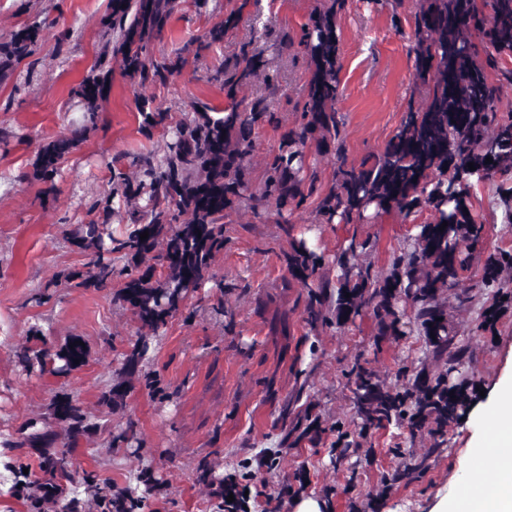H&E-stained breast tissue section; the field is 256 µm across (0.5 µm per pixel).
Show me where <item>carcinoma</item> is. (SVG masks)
Listing matches in <instances>:
<instances>
[{
	"instance_id": "1",
	"label": "carcinoma",
	"mask_w": 512,
	"mask_h": 512,
	"mask_svg": "<svg viewBox=\"0 0 512 512\" xmlns=\"http://www.w3.org/2000/svg\"><path fill=\"white\" fill-rule=\"evenodd\" d=\"M346 2L318 0L299 40L286 34L280 39L281 51L288 53L296 46L307 59V95L297 123L282 132L277 151L267 159L260 185L249 179L248 161L256 131L274 115L271 61L256 45L267 36L266 28L253 25L252 38L210 75L224 92L223 109L197 99L191 102L189 115L175 122L153 99L135 96L140 132L148 138L160 132L164 146L129 154L132 173H112L109 189L91 205L100 222L84 224L68 238L90 256L86 269L62 274L60 280L69 288L103 289L121 279L114 299L155 335L180 311L188 294L202 287L217 256L224 253V218L249 210L257 215L272 212L279 223H287L284 213L300 208L316 192L318 176L307 165V152L332 155L333 183L320 197L317 223L363 224L394 211L407 217L427 210L430 218L416 225L417 233L393 255L384 273L373 274L371 264L360 261L367 255L366 239L354 237L336 254L333 278L320 273L322 256L305 241L292 240L289 279L311 289L306 322L313 328H344L368 314L375 326V349L391 337L415 332L422 340L424 359L398 360L393 385L381 382L368 363L355 360L346 371L355 429L339 421L325 425L310 413L290 420L285 411V438L296 444L334 433L335 447L357 448V439L393 426L411 440L428 437L434 453L447 444L448 428L470 408L476 387L472 356L449 299L459 307L483 299L476 325L481 332H493L501 316L512 309V290L501 283L503 273L512 270V252L489 254L480 283L459 287L471 266L473 248L486 233L472 214V185L500 180L499 205L505 221L512 223V114L504 117L497 109L501 87L512 84V68L499 63L502 56L512 55V0H491L488 16L476 0H416L408 55L419 101L409 104L383 149L358 165L346 155L343 118L337 108L342 70L338 17ZM179 6L180 0H111L101 22L102 44L95 65L70 91L82 112V126L69 137L41 144L32 170L23 178L41 182L46 193L56 189L66 155L95 127L112 84V64L140 88L166 82L180 74L189 59L198 60L224 43V36L240 21L232 11L204 36L158 62L152 59L151 46L163 39ZM44 25L35 21L0 41L1 83L30 81V74L17 71V66L26 59L29 67L35 66L32 57ZM474 31L482 34L483 56L472 43ZM261 77L265 89L246 94ZM488 157L493 162H486ZM470 162L476 170L469 169ZM116 199L124 202L130 226L120 237L108 227ZM445 221L448 226L442 230ZM145 231L149 236L142 240ZM33 338L38 344L18 354L30 374L49 369L69 376L88 362L87 346L73 339L50 346L38 328L33 329ZM149 348V337L141 336L121 353L120 374L135 376ZM126 389L124 381L110 385L100 397L101 406L109 413L122 407ZM54 424L66 429L67 442L60 447L55 445ZM93 428L79 400L66 392L52 396L47 416L22 426L11 447L35 449L42 477L24 482L23 467L8 469L15 485L26 491L29 512H47L49 504L56 512H79L85 495L96 500L100 512H134L145 504L152 491L147 479L137 478L114 497L110 486L95 475L73 474L74 447ZM138 433L137 423L130 419L110 442L128 444L138 440ZM428 467V456L411 455L383 476V482L407 485ZM199 480L226 497L238 495L233 479L212 470L199 471Z\"/></svg>"
}]
</instances>
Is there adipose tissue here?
Here are the masks:
<instances>
[{"instance_id": "obj_1", "label": "adipose tissue", "mask_w": 512, "mask_h": 512, "mask_svg": "<svg viewBox=\"0 0 512 512\" xmlns=\"http://www.w3.org/2000/svg\"><path fill=\"white\" fill-rule=\"evenodd\" d=\"M488 425L491 440L485 465L492 475L466 481L450 512H512V385L500 390Z\"/></svg>"}]
</instances>
